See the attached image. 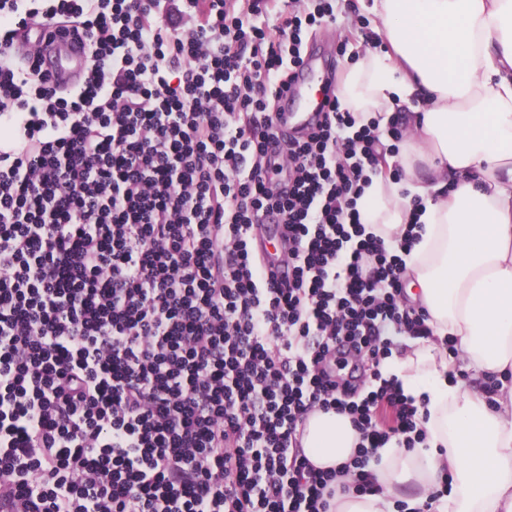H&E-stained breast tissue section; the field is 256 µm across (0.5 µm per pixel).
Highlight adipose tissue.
Listing matches in <instances>:
<instances>
[{"label": "adipose tissue", "mask_w": 512, "mask_h": 512, "mask_svg": "<svg viewBox=\"0 0 512 512\" xmlns=\"http://www.w3.org/2000/svg\"><path fill=\"white\" fill-rule=\"evenodd\" d=\"M369 11L387 49L347 67L337 97L364 122L410 108L401 180L374 176L357 208L392 245L413 200L425 207L404 280L432 334L384 364L415 397L425 440L379 449L376 492L337 493L330 512H512V0H373ZM450 334L467 378L441 351ZM488 377L497 394L480 387ZM359 438L347 414L316 410L301 443L330 468Z\"/></svg>", "instance_id": "1"}]
</instances>
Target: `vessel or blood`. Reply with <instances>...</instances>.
I'll return each mask as SVG.
<instances>
[{
  "mask_svg": "<svg viewBox=\"0 0 512 512\" xmlns=\"http://www.w3.org/2000/svg\"><path fill=\"white\" fill-rule=\"evenodd\" d=\"M15 50L21 55L35 54L42 73L62 90L81 85L89 66L85 41L74 38L67 23L58 19L29 21L25 35L15 40ZM335 57L330 48L304 54L302 63L293 70L292 83L279 93L276 120L281 131L301 138L315 127L333 92ZM276 232L275 224H265L258 227L253 241L269 254L279 253Z\"/></svg>",
  "mask_w": 512,
  "mask_h": 512,
  "instance_id": "obj_1",
  "label": "vessel or blood"
}]
</instances>
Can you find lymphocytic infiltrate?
Listing matches in <instances>:
<instances>
[{
  "instance_id": "1",
  "label": "lymphocytic infiltrate",
  "mask_w": 512,
  "mask_h": 512,
  "mask_svg": "<svg viewBox=\"0 0 512 512\" xmlns=\"http://www.w3.org/2000/svg\"><path fill=\"white\" fill-rule=\"evenodd\" d=\"M73 19L83 85L14 67L18 25ZM335 0H0V512H327L423 442L383 377L429 336L403 255L356 208L407 139L330 99L268 154L275 96ZM282 226L287 279L251 248ZM360 433L340 467L312 409ZM359 438V432L347 414L316 410L305 421L301 443L315 466L334 468L350 459Z\"/></svg>"
}]
</instances>
